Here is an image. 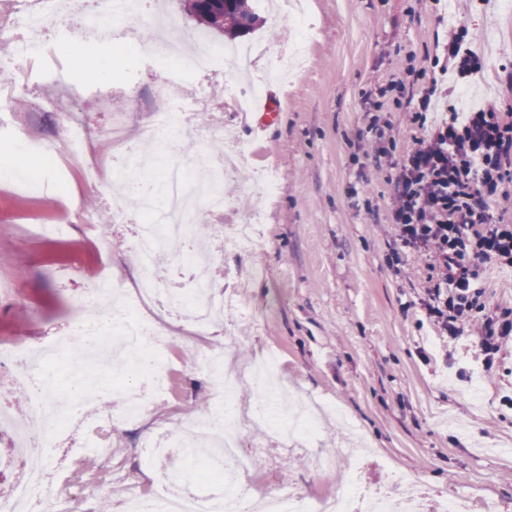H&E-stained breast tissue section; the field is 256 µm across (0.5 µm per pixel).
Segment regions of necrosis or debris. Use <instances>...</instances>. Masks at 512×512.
<instances>
[{
    "mask_svg": "<svg viewBox=\"0 0 512 512\" xmlns=\"http://www.w3.org/2000/svg\"><path fill=\"white\" fill-rule=\"evenodd\" d=\"M73 10L74 0H0V37L23 48L13 71L0 76L1 128L8 124L17 84L26 80L32 70L33 57L26 53V46L37 42L42 51H49L50 46L45 42L47 33ZM164 17L153 0H97L95 12L87 15L85 22L98 41L108 42L129 21L153 28ZM148 52L161 63L190 56L189 68L198 74L215 72L223 58L238 54L234 48L218 50L200 37L184 40L179 33L157 37ZM233 89L230 82L221 87L210 85L200 88L190 98L166 101L158 122L144 128V140L152 142L157 150H174L173 135L178 128L205 110L219 95L232 94ZM103 138L114 147L104 168L86 161L91 137L84 122L68 121L62 140L47 153L42 152L40 143L28 131L18 130L13 134L15 152L35 160L38 165L45 166L64 157L70 164L83 166L87 181L93 183L99 182L107 168L118 177L131 173L143 191L139 195L140 213L134 219L136 230L132 241L140 278L131 304L114 306V299L122 292V283L105 274L81 301V308L87 309L88 314L77 319L69 334L57 337L48 346L29 342L0 346V373H7L10 382L30 393L25 408L8 419L17 438V477L9 493L0 496V512H79L77 505L57 496L53 475L46 464L50 448L70 433L61 420L64 407L58 405V396L67 397V405L86 408L89 401L77 396L78 384L95 376L110 377V391L124 398L120 414L115 416L107 410L86 424L92 445L102 447L113 425L140 421L148 414L153 398L166 394L167 365L177 338L140 317L139 306L149 301L167 303L177 320L203 332L210 323L223 317L225 305H241L238 296L230 297L225 303L214 299L197 248L190 255L196 270L191 291L178 293L165 288L157 274L156 259L166 245L192 244L193 224L201 221L204 212L223 208L246 216L244 226L235 231L234 246L250 252L258 245L256 227L264 221L262 213L249 196L226 199L216 177L232 158L243 156L240 145H231L225 154L207 159L206 174L199 178H191L183 164L170 163L163 183L159 184L151 174V159L135 154L127 145L122 123L111 124ZM77 349L84 357L82 364L75 368L71 359ZM218 378L221 383L218 415L207 421L184 415L174 429L156 433L149 445L162 450L189 448L197 459L212 458L213 447H222L227 463L223 490L186 489L173 480L166 494L154 501L136 493L122 498L121 512H146L151 505L162 512H237L243 493L240 478L255 465L254 457L238 453L237 439L244 423L270 424L283 440L296 434L317 436L315 417L300 404L279 419L274 416V408L265 404L256 406L247 419H240L233 404L238 376L220 372ZM363 499L375 512H427L425 493L414 478L405 474L395 475L386 485L371 491L361 485L359 475L355 474L345 490L317 501L303 500L291 493H272L263 497L261 512H355L357 501Z\"/></svg>",
    "mask_w": 512,
    "mask_h": 512,
    "instance_id": "obj_1",
    "label": "necrosis or debris"
}]
</instances>
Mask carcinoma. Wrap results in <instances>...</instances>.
I'll list each match as a JSON object with an SVG mask.
<instances>
[{"label":"carcinoma","instance_id":"1","mask_svg":"<svg viewBox=\"0 0 512 512\" xmlns=\"http://www.w3.org/2000/svg\"><path fill=\"white\" fill-rule=\"evenodd\" d=\"M185 10L209 33L229 35L230 40L254 30L252 0H183Z\"/></svg>","mask_w":512,"mask_h":512}]
</instances>
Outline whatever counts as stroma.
Returning a JSON list of instances; mask_svg holds the SVG:
<instances>
[{
  "mask_svg": "<svg viewBox=\"0 0 512 512\" xmlns=\"http://www.w3.org/2000/svg\"><path fill=\"white\" fill-rule=\"evenodd\" d=\"M309 15L315 32L304 66L264 84L279 112L264 137L240 121L228 98L180 133L185 162L210 152L211 127L248 150L223 186L227 198L250 195L262 210L259 248L242 252L224 240L238 216L211 214L196 226L198 240L222 238L209 273L222 281V293L244 292L245 306L227 308L219 329L207 335L183 328L173 364L176 396L156 397L138 427L116 424L106 448L86 447L78 433L51 451L48 465L60 491L82 512H98L105 499L118 504L130 489L165 492L162 474L183 459L172 450L151 460L144 445L185 412L202 419L216 412L215 375L197 366L203 350L222 353L228 372L276 359L273 392L318 406L320 432L312 445H281L263 426L243 431L240 452L256 458L243 478L253 498L288 490L311 500L333 496L349 482V442L356 436L365 447L367 488L402 472L425 485L430 504L460 494L492 498L500 512H512V407L501 402L512 395V351L485 368L472 337L450 339L426 317L425 260L388 229L386 206L395 164L418 135L408 114L432 72L437 37L455 27L471 48L490 47L482 72L456 98L457 111L492 101L512 114V59L499 52L512 44V11L503 0H309ZM82 50L59 53L37 82L18 89L16 124L54 135L73 116L98 133L110 123L97 101L103 88L118 110L140 98L142 109L126 126L136 145L140 128L161 107L156 83L166 82L176 99L199 85L186 70L149 60L128 57L116 66L109 43L86 42ZM92 60L104 66L105 77L90 71ZM76 72L85 74V84L72 81ZM49 87L66 99L65 114L41 110ZM376 114L387 123L388 154L378 166L366 159L362 140ZM267 170L280 184L272 197L258 189ZM77 202L94 212L93 228L75 225L56 247L27 232V225L65 219ZM135 208L126 198L114 210L78 169L46 168L22 183L0 182V282L16 286L15 295L0 297V343L42 340L66 327L77 317L83 289L105 271L137 281L124 218ZM102 239L111 243L104 254L97 251ZM316 451L333 455L330 469H315Z\"/></svg>",
  "mask_w": 512,
  "mask_h": 512,
  "instance_id": "35a3bbf8",
  "label": "stroma"
}]
</instances>
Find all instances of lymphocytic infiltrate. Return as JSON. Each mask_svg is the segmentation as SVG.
<instances>
[{"label":"lymphocytic infiltrate","instance_id":"lymphocytic-infiltrate-1","mask_svg":"<svg viewBox=\"0 0 512 512\" xmlns=\"http://www.w3.org/2000/svg\"><path fill=\"white\" fill-rule=\"evenodd\" d=\"M440 54L441 72L458 79L482 68L463 31L449 30ZM447 97L433 80L413 108L420 135L401 160L388 209L401 243L425 258L427 317L449 336H474L489 368L512 346V313L487 306L476 279L487 265L512 268V224L492 211L512 182V121L491 102L432 117Z\"/></svg>","mask_w":512,"mask_h":512}]
</instances>
